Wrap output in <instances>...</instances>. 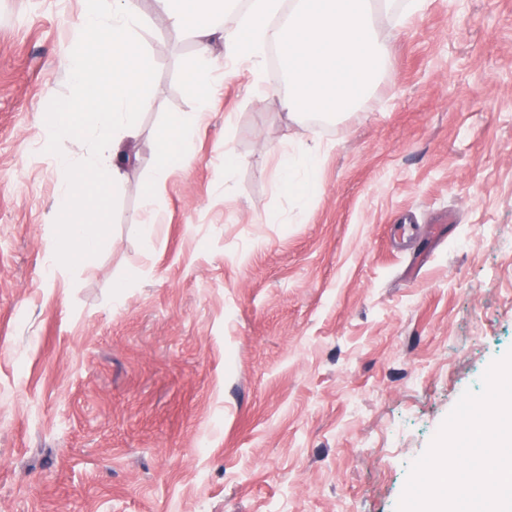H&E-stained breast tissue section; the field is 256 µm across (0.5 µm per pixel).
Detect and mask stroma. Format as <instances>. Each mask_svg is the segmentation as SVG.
Returning <instances> with one entry per match:
<instances>
[{
  "label": "stroma",
  "mask_w": 512,
  "mask_h": 512,
  "mask_svg": "<svg viewBox=\"0 0 512 512\" xmlns=\"http://www.w3.org/2000/svg\"><path fill=\"white\" fill-rule=\"evenodd\" d=\"M88 0H0V512H396L410 465L512 349V0H425L379 22L391 69L344 117L289 118L218 80L194 159L138 237L194 45L138 0L154 60L109 235L54 260L57 156ZM321 152L320 189L278 148ZM235 163L225 168L224 153ZM410 218L396 247L388 229ZM53 276H46L47 267ZM279 176L284 187L297 192L301 197L318 191V154L316 148L303 152L277 151Z\"/></svg>",
  "instance_id": "35a3bbf8"
}]
</instances>
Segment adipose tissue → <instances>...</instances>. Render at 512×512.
I'll return each mask as SVG.
<instances>
[{"mask_svg": "<svg viewBox=\"0 0 512 512\" xmlns=\"http://www.w3.org/2000/svg\"><path fill=\"white\" fill-rule=\"evenodd\" d=\"M141 23L135 0H97L78 17L75 27L85 42L111 45L117 62L111 68L98 69L85 51L64 62L66 77L79 89L85 111L92 114L84 130L96 133L102 144L101 151L79 157L62 155L57 159L63 178L55 207L58 213L69 217L64 227L69 243L87 254L105 238L108 226L85 188L107 174L113 182H120L121 169L112 166L111 160L138 137L134 116L145 105L153 70V61L138 39ZM318 154L315 148L280 152L279 176L283 186L303 197L318 191Z\"/></svg>", "mask_w": 512, "mask_h": 512, "instance_id": "ef3b65f1", "label": "adipose tissue"}]
</instances>
